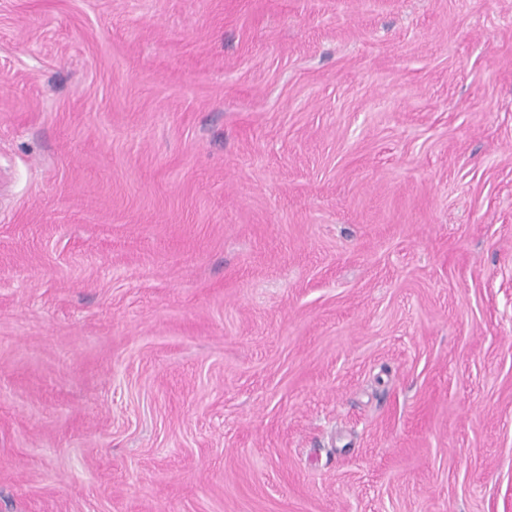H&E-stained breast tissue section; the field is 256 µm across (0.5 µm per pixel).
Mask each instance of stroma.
<instances>
[{
    "mask_svg": "<svg viewBox=\"0 0 512 512\" xmlns=\"http://www.w3.org/2000/svg\"><path fill=\"white\" fill-rule=\"evenodd\" d=\"M0 512H512V0H0Z\"/></svg>",
    "mask_w": 512,
    "mask_h": 512,
    "instance_id": "1",
    "label": "stroma"
}]
</instances>
